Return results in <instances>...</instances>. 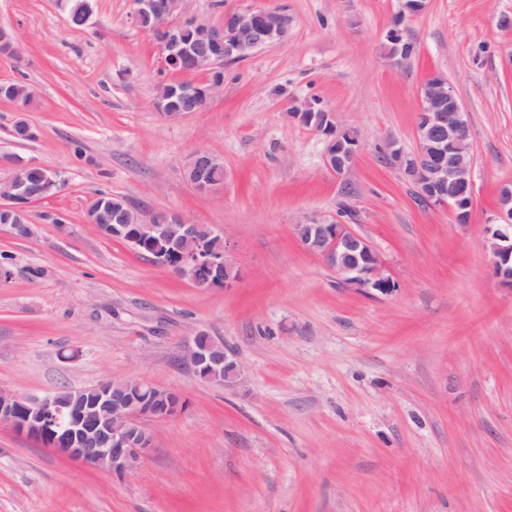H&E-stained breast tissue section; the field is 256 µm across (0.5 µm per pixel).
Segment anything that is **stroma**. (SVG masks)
<instances>
[{
    "label": "stroma",
    "mask_w": 512,
    "mask_h": 512,
    "mask_svg": "<svg viewBox=\"0 0 512 512\" xmlns=\"http://www.w3.org/2000/svg\"><path fill=\"white\" fill-rule=\"evenodd\" d=\"M74 25L59 0H0V156L50 170L60 190L29 209L33 233L0 228V390L53 393L105 379L177 393L183 412L120 478L0 424V512H512V288L487 248L499 189L512 184V0H427L404 23L417 46L394 63L386 32L399 0H185L221 23L228 9L278 8L287 39L225 64L224 89L178 119L154 107L180 80L131 0H91ZM447 79L474 155L468 223L420 205L378 154L416 145L418 91ZM354 128L349 173L325 138L293 119L310 99ZM35 137H14L16 121ZM205 150L224 186L200 194L186 165ZM218 230L241 274L201 290L88 221L99 195ZM353 211V229L395 287L342 285L291 229ZM222 342L243 386L183 362L196 331Z\"/></svg>",
    "instance_id": "obj_1"
}]
</instances>
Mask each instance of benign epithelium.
I'll use <instances>...</instances> for the list:
<instances>
[{
	"label": "benign epithelium",
	"instance_id": "benign-epithelium-1",
	"mask_svg": "<svg viewBox=\"0 0 512 512\" xmlns=\"http://www.w3.org/2000/svg\"><path fill=\"white\" fill-rule=\"evenodd\" d=\"M185 0H132L131 22L153 35L164 55L166 66L177 70L184 62L193 72L205 76L199 86L180 87L174 82L158 85L155 105L180 92L191 98L183 112H166L180 118L200 112L224 88V63L242 60L256 50L288 37L292 20L277 9H233L224 11L220 25H208L184 12ZM425 0H402L386 38L392 55L400 62L409 55V40L402 25L419 13ZM187 26L201 27L202 41L189 44L183 39ZM291 116L321 132L326 138L325 165L341 175L349 171L360 150L352 128L326 125L316 120L311 102L296 107ZM416 149L405 153L391 139L378 147L382 158L395 166L412 184L417 197L430 206L448 209L455 221L464 224L473 205L474 158L466 112L447 81L423 84L419 92L416 118ZM223 166V160L205 152H195L186 178L200 193L212 191L209 175ZM40 186L27 189L15 177L0 181V211L8 216L6 225L18 237L31 233L28 212L31 205L56 193L62 185L57 173L40 168ZM109 207L121 219L119 224H101V232L112 238L151 247L155 263L170 269L194 287L230 288L240 278V268L228 244L212 246L198 237V226L164 215L153 223L150 215L114 197ZM294 239L305 252L322 258L336 271L340 282L368 294H387L395 288L385 274L380 251L349 224L323 217H309L292 225ZM488 250L493 269L501 282L512 288V190L502 191L495 221L487 230ZM204 333L195 335L184 351V360L194 374L206 382L224 375V387L244 384L243 372L229 352L212 344H201ZM94 400L62 406L54 395L19 397L0 391V423L52 448L57 453L90 467L125 477L132 473L153 448L151 422L168 420L181 413L185 402L169 390L141 381L120 386L105 380L84 387Z\"/></svg>",
	"mask_w": 512,
	"mask_h": 512
}]
</instances>
